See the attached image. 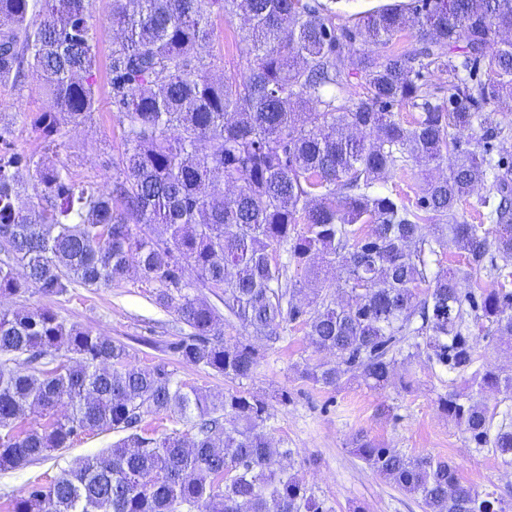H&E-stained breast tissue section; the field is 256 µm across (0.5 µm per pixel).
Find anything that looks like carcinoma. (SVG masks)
Here are the masks:
<instances>
[{"label":"carcinoma","mask_w":512,"mask_h":512,"mask_svg":"<svg viewBox=\"0 0 512 512\" xmlns=\"http://www.w3.org/2000/svg\"><path fill=\"white\" fill-rule=\"evenodd\" d=\"M91 4L0 0V84L21 91L32 76L47 99L42 112H0V295L52 298L133 277L189 327L168 344L173 354L251 378L258 350L224 341L221 314L194 292L199 280L257 337L304 324L315 350L336 355L304 369L316 384L356 373L383 389L423 347L478 393L512 392V378L480 364L465 334L469 319L486 320L512 345V168L492 156V142L512 132V39L498 36L512 32V0H411L352 28L320 0H112L109 86L124 150L101 185L13 140L20 115L44 150L92 119ZM240 7L254 64L216 82L197 48L213 19ZM407 29L417 38L410 49L374 50ZM356 42L363 92L349 101L342 50ZM476 66L487 80L474 78ZM424 70L448 76V105L430 101ZM395 105L418 115L403 122ZM452 129L478 130L476 147L462 148ZM407 157L448 169L413 204L374 190ZM502 167L482 200L492 228L459 222L460 205ZM447 246L464 267L428 273L427 257ZM281 249L307 273L316 258L339 265L345 301L314 289L307 305L294 303L302 289L275 260ZM483 274L491 287L477 295L472 281ZM438 405L512 466V426L493 427L483 401L451 390ZM269 409L245 391L210 398L164 363L134 364L123 344L51 308L0 310V470L87 432L121 434L14 497L11 512H332L280 462L263 431ZM31 415L38 420L25 424ZM160 415L178 416L191 436H154L143 422ZM354 454L423 512H506L448 459L409 456L366 434Z\"/></svg>","instance_id":"1"}]
</instances>
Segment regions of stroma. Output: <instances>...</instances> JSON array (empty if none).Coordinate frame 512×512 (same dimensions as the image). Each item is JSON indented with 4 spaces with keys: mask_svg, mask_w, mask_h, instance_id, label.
Masks as SVG:
<instances>
[{
    "mask_svg": "<svg viewBox=\"0 0 512 512\" xmlns=\"http://www.w3.org/2000/svg\"><path fill=\"white\" fill-rule=\"evenodd\" d=\"M111 12L112 0H93L91 22L98 39L95 114L85 125L65 128L63 147L50 157L54 163L67 161L77 179L91 183L111 175L110 164L123 151L107 80L115 37ZM242 29L239 14L214 20L213 37L202 51L212 63L213 78H234L252 64L253 57L240 38ZM439 175V169L412 161L406 169L381 180L377 188L413 201L419 183ZM37 306L52 308L69 322L123 343L140 366L165 363L178 380L209 396L242 389L269 398L270 417L263 430L272 447L283 451V464L298 472L334 512H423L418 500L399 491L353 454L351 442L361 432L409 455L451 459L458 464L462 481L512 502V468L503 467L491 451L477 448L437 404L438 397L449 390L467 393L465 375L443 372L426 350L398 365L385 389L370 388L356 376L344 378L336 388L322 387L302 378L300 371L305 365L330 360L331 355L313 351L303 325L283 323L279 341L271 343L254 339L228 315L223 325L225 340L255 343L261 356L253 376L238 383L185 363L168 350V343L187 335L189 329L172 310L156 304L152 288L140 281L126 279L107 289L77 288L53 298L34 292L0 296V308ZM281 392L287 393V400H278ZM116 439L113 432L83 434L70 447L24 467L1 471L0 512H7L10 497L21 495L33 484L50 482L83 457L111 447Z\"/></svg>",
    "mask_w": 512,
    "mask_h": 512,
    "instance_id": "35a3bbf8",
    "label": "stroma"
}]
</instances>
